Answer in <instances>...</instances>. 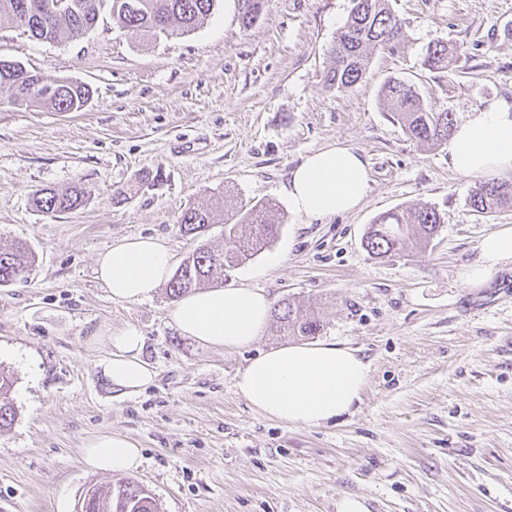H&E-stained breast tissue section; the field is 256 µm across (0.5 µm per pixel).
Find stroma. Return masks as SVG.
<instances>
[{"label":"stroma","instance_id":"stroma-1","mask_svg":"<svg viewBox=\"0 0 512 512\" xmlns=\"http://www.w3.org/2000/svg\"><path fill=\"white\" fill-rule=\"evenodd\" d=\"M402 35L371 52L364 82L329 86L328 48L352 0H265L243 27L237 0H217L194 31L155 39L120 29L109 10L76 38L37 41L0 24V59L46 80L72 78L92 97L53 112L0 95V248L23 240L27 278L0 286V371L16 417L0 431V512H77L110 476L88 470L82 443L100 433L142 451L133 478L159 512H512V265L485 285L462 279L512 207L483 218L445 147L409 139L379 90L414 84L429 106L463 120L481 103L512 101V0H390ZM457 48L449 73L427 48ZM363 157L370 184L354 211L297 215L285 187L302 158L330 144ZM82 187L89 202L52 215L35 190ZM224 195L267 202L280 234L218 288L264 289L319 311L317 341L371 364L360 404L315 427L254 411L234 388L260 352L296 344L268 320L237 351L207 349L169 323L165 288L113 302L95 263L114 239L164 238L176 259L196 246L177 219ZM436 207L442 227L424 251L372 258L364 233L380 214ZM136 326L156 378L129 393L96 364L92 337Z\"/></svg>","mask_w":512,"mask_h":512}]
</instances>
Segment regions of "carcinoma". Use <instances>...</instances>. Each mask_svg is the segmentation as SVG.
Here are the masks:
<instances>
[{"label":"carcinoma","instance_id":"cac0c4a2","mask_svg":"<svg viewBox=\"0 0 512 512\" xmlns=\"http://www.w3.org/2000/svg\"><path fill=\"white\" fill-rule=\"evenodd\" d=\"M111 2L112 18L118 26L132 33L157 34L175 28L194 30L214 9L216 0H65L63 10L52 8L55 0H0V21L23 29L37 40L56 41L63 36L83 34L95 25L104 2ZM244 27L254 25L262 16L264 0H238ZM401 36V26L391 11L389 0H354L349 18L330 47L334 60L326 82L338 88H353L365 78L369 66L367 49L385 46ZM456 50L445 43L427 49L424 65L430 71L452 70ZM28 81L21 68L0 71V91L9 93L19 103L21 88ZM381 95L392 107V117L405 134L420 143H448L454 129L453 113L436 112L423 100L414 85L392 78L382 87ZM90 99L87 85L62 78L43 81L31 104L55 112H78ZM32 203L44 213L62 214L84 207L87 196L83 189L43 188L32 195ZM470 207L482 216H491L512 205V183L485 181L468 196ZM214 224L224 225V249L215 251L207 244L199 245L179 264L168 281L170 296L179 298L209 281L215 271H228L260 252L280 231L282 222L264 204H255L245 212L229 214L219 206L185 208L177 219L179 231L200 239ZM441 217L432 207H406L378 216L364 239L365 249L376 258L399 254L407 244L427 248L437 235ZM34 262L25 243L0 250V286L24 277ZM274 314L290 336H314L321 330L320 320L304 314L295 303L282 299ZM11 377L0 372V429L12 425L16 412L10 392ZM90 508L87 512H157L155 500L143 486L130 479H120L106 488L88 489Z\"/></svg>","mask_w":512,"mask_h":512}]
</instances>
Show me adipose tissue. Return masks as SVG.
Segmentation results:
<instances>
[{
	"instance_id": "1",
	"label": "adipose tissue",
	"mask_w": 512,
	"mask_h": 512,
	"mask_svg": "<svg viewBox=\"0 0 512 512\" xmlns=\"http://www.w3.org/2000/svg\"><path fill=\"white\" fill-rule=\"evenodd\" d=\"M448 161L458 173L493 179L512 172V102L475 106L448 140ZM370 181L355 150L331 144L307 154L291 171L287 194L294 211L322 218L355 210ZM512 264V227L483 237L478 258L463 277L477 287L502 265ZM173 254L158 236L123 237L97 259V275L113 301L137 302L164 284ZM271 298L249 287L206 288L188 293L168 310L170 324L201 346L234 351L251 344L266 325ZM98 364L113 385L136 393L156 373L142 356L144 338L131 325L107 330ZM370 374L356 350L333 342L284 345L252 359L238 373L237 393L265 417L314 427L350 412ZM84 464L95 471H133L142 464L139 448L127 436L101 433L84 441Z\"/></svg>"
}]
</instances>
